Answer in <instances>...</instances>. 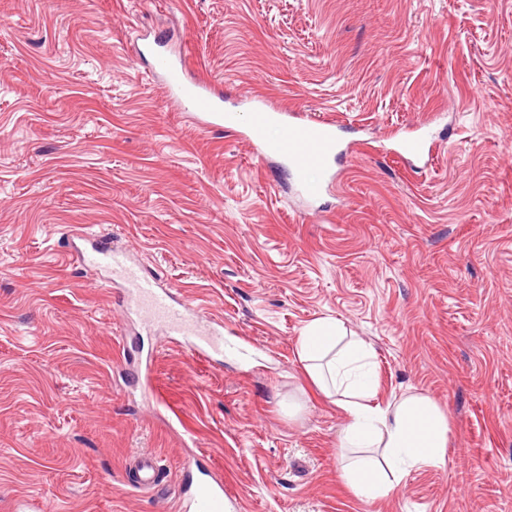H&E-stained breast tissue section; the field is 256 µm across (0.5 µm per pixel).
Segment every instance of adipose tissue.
Masks as SVG:
<instances>
[{
    "instance_id": "1",
    "label": "adipose tissue",
    "mask_w": 512,
    "mask_h": 512,
    "mask_svg": "<svg viewBox=\"0 0 512 512\" xmlns=\"http://www.w3.org/2000/svg\"><path fill=\"white\" fill-rule=\"evenodd\" d=\"M298 356L310 380L346 414L341 447L382 451L381 458L362 457L344 466L342 476L357 497L388 496L412 469L444 461L450 431L445 413L419 392L376 404L374 350L348 337L339 321L311 323L298 340Z\"/></svg>"
}]
</instances>
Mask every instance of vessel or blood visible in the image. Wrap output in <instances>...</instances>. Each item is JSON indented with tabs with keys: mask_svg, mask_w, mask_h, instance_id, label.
<instances>
[{
	"mask_svg": "<svg viewBox=\"0 0 512 512\" xmlns=\"http://www.w3.org/2000/svg\"><path fill=\"white\" fill-rule=\"evenodd\" d=\"M155 68L164 75L167 92L185 102L192 111L202 114L208 125L228 129L238 127L243 117L225 111L222 96L210 86L187 83L182 63L160 55L155 59ZM244 119L248 121L247 132L257 144L260 158L277 157L288 161L307 198H317L326 190V183L305 180L304 174L312 168L331 171L339 149L334 120L315 116L292 120L285 112H270L260 105ZM273 122L281 126L282 135L271 143L263 139L262 132ZM395 153L407 163L427 162L431 159L432 148L426 134H409L398 140ZM88 261L104 270L95 280L97 287L108 289L116 281L123 284L130 313L175 336L194 355L207 357L223 353V325L202 319L199 309L189 302L175 300L163 286L144 274L131 249L97 247ZM160 471L158 457L143 456L137 466V488L153 490L161 481ZM178 504V512H230L224 481L217 477L190 484Z\"/></svg>",
	"mask_w": 512,
	"mask_h": 512,
	"instance_id": "b4317fda",
	"label": "vessel or blood"
}]
</instances>
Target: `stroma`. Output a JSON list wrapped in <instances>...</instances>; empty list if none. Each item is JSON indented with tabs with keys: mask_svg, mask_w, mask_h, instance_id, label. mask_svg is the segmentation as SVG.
Returning <instances> with one entry per match:
<instances>
[{
	"mask_svg": "<svg viewBox=\"0 0 512 512\" xmlns=\"http://www.w3.org/2000/svg\"><path fill=\"white\" fill-rule=\"evenodd\" d=\"M157 40L225 107L360 141L316 214L167 98ZM428 118L436 155L408 167L392 137ZM103 238L223 322V361L94 287L71 252ZM321 318L373 348L378 403L448 417L444 462L387 497L346 486V416L304 376ZM193 454L233 512H512V0H0V512H174ZM161 465L158 457L146 455L141 458L137 466V488L142 491L153 490L160 482Z\"/></svg>",
	"mask_w": 512,
	"mask_h": 512,
	"instance_id": "1",
	"label": "stroma"
}]
</instances>
